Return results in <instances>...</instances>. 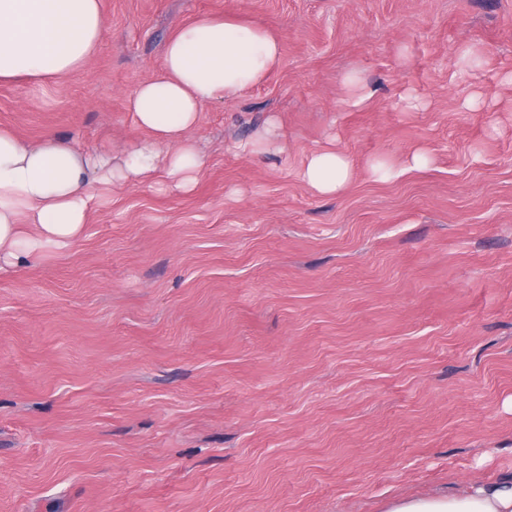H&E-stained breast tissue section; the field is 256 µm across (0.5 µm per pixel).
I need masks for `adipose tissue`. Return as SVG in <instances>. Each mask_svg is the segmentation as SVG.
Wrapping results in <instances>:
<instances>
[{
  "label": "adipose tissue",
  "mask_w": 512,
  "mask_h": 512,
  "mask_svg": "<svg viewBox=\"0 0 512 512\" xmlns=\"http://www.w3.org/2000/svg\"><path fill=\"white\" fill-rule=\"evenodd\" d=\"M103 29L100 0H0V81L82 69ZM280 63V41L269 32L233 17L204 18L168 41L160 74L130 96L134 122L147 133L133 147L85 153L56 136L30 144L1 129L0 270L80 239L95 186L138 183L161 170L169 185L192 191L205 165L194 138L202 107L264 84ZM299 176L316 194L336 196L350 185L354 162L333 148L315 150ZM385 512H512V476L397 499Z\"/></svg>",
  "instance_id": "ef3b65f1"
}]
</instances>
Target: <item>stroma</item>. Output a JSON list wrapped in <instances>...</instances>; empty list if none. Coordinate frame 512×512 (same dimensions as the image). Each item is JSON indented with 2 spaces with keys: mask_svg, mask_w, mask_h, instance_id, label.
I'll use <instances>...</instances> for the list:
<instances>
[{
  "mask_svg": "<svg viewBox=\"0 0 512 512\" xmlns=\"http://www.w3.org/2000/svg\"><path fill=\"white\" fill-rule=\"evenodd\" d=\"M101 7L82 70L0 83V129L132 146L129 96L203 17L282 59L202 108L192 192L98 189L79 240L0 273V512H384L511 475L512 0ZM272 116L280 152L239 155ZM329 145L355 175L321 197ZM299 176L316 194L336 196L343 193L353 180L354 162L340 150H315L306 157Z\"/></svg>",
  "mask_w": 512,
  "mask_h": 512,
  "instance_id": "1",
  "label": "stroma"
}]
</instances>
